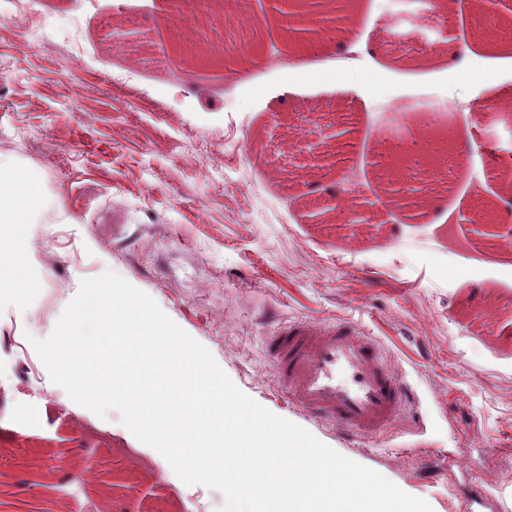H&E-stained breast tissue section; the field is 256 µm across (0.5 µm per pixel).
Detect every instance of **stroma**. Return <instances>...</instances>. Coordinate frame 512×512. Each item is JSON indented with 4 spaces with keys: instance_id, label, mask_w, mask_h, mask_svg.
Segmentation results:
<instances>
[{
    "instance_id": "obj_1",
    "label": "stroma",
    "mask_w": 512,
    "mask_h": 512,
    "mask_svg": "<svg viewBox=\"0 0 512 512\" xmlns=\"http://www.w3.org/2000/svg\"><path fill=\"white\" fill-rule=\"evenodd\" d=\"M384 7L354 0L345 38L375 53L349 58L332 35L316 53L281 43L270 0H246L225 14L266 17L271 51L236 54L233 28L201 68L171 42L176 31L193 39L194 26L160 0H39L33 16L0 0V175L27 176L46 202L40 223H0V239L32 254L24 303L0 280V325L46 338L82 280L113 272L243 393L433 512H512V237L484 239L463 220L512 203V111L478 108L512 99V38L488 42V80L442 63L485 20L512 26V12L455 0L436 32ZM111 25L133 45L114 50ZM67 71L78 81H63ZM393 101L411 130L397 127ZM430 124L466 161L444 163L434 188L418 176L425 204L403 215L379 190L384 143L425 155ZM328 128L345 133L335 162L288 144ZM330 190L376 222L311 223L305 204ZM297 319L350 321L378 341L414 392L393 426L346 437L285 399L263 340ZM14 363L0 347V512L222 507L208 488L190 499L119 411L97 416L48 372L29 380Z\"/></svg>"
}]
</instances>
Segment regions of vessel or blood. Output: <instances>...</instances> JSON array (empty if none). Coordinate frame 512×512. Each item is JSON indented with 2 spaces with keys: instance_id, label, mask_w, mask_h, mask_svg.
I'll return each mask as SVG.
<instances>
[{
  "instance_id": "1",
  "label": "vessel or blood",
  "mask_w": 512,
  "mask_h": 512,
  "mask_svg": "<svg viewBox=\"0 0 512 512\" xmlns=\"http://www.w3.org/2000/svg\"><path fill=\"white\" fill-rule=\"evenodd\" d=\"M283 393L316 421L351 434L386 430L407 402L402 374L348 322L293 320L264 341Z\"/></svg>"
}]
</instances>
